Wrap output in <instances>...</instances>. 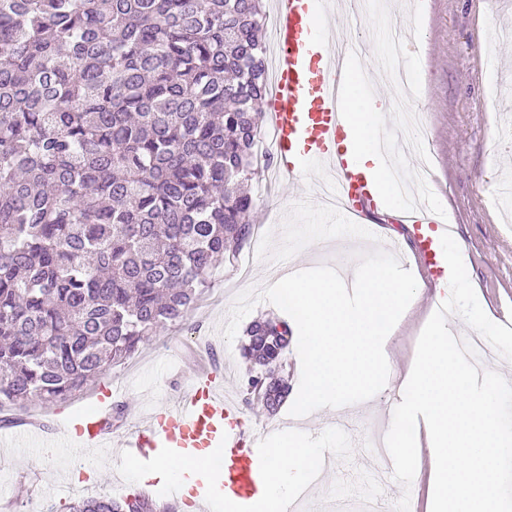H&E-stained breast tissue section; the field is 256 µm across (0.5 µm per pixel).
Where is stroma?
<instances>
[{"label":"stroma","mask_w":512,"mask_h":512,"mask_svg":"<svg viewBox=\"0 0 512 512\" xmlns=\"http://www.w3.org/2000/svg\"><path fill=\"white\" fill-rule=\"evenodd\" d=\"M373 2L367 22L353 33L370 43L390 30L405 33L400 58L412 62L419 74L410 104L425 120L419 156L432 168L429 196L457 226L456 256L468 268L483 310L493 321L503 322L512 318V210L498 209L493 201L498 188L512 178V145L499 138L502 130L512 127V0ZM325 177V172H315L296 191L281 181L265 191L261 175L249 181L256 202L254 234L245 246L253 254L249 269L236 261L221 262L185 324L153 336L64 412H92L102 387H110L127 406L118 429L127 434L188 387L195 369L192 344L199 336L210 337L220 348L227 390L240 398L246 372L241 342H226L221 334L236 295L274 284L300 261L309 269L327 264L345 271L357 253L370 248L369 243L346 237L312 243L286 261L256 259L261 236L269 233L274 242H281L287 210L298 201L313 200ZM430 308V298H422L394 336L392 352L399 363L413 358ZM397 401L392 390H382L366 407L352 410L344 428L337 427L328 412L293 417L285 406L270 416L263 408L247 405L242 419L260 444L289 429L307 434L331 453L335 468L326 482L309 488L306 512H321L339 499L347 503L345 512H360L363 504L377 499L391 503L403 492L393 477L378 479L369 445L372 433H385L389 410ZM59 415L54 409L42 411L49 427L45 442L0 447V500L12 504L13 512H28L33 503L39 512H70L71 505L88 497L161 494L162 481L142 482L124 466L121 448L56 446L53 425Z\"/></svg>","instance_id":"obj_1"}]
</instances>
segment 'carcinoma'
I'll return each instance as SVG.
<instances>
[{"label": "carcinoma", "instance_id": "cac0c4a2", "mask_svg": "<svg viewBox=\"0 0 512 512\" xmlns=\"http://www.w3.org/2000/svg\"><path fill=\"white\" fill-rule=\"evenodd\" d=\"M260 0H0V417L60 407L182 322L249 239ZM288 323L245 330L275 410ZM71 512H178L139 493Z\"/></svg>", "mask_w": 512, "mask_h": 512}]
</instances>
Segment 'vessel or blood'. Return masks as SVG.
Returning <instances> with one entry per match:
<instances>
[{
  "instance_id": "1",
  "label": "vessel or blood",
  "mask_w": 512,
  "mask_h": 512,
  "mask_svg": "<svg viewBox=\"0 0 512 512\" xmlns=\"http://www.w3.org/2000/svg\"><path fill=\"white\" fill-rule=\"evenodd\" d=\"M340 14L339 0H274L277 56L269 124L276 169L291 185L301 184L310 172L326 171L337 208L355 223H372L383 211L393 223L410 225L416 263L430 285H438L445 276L452 227L442 212L406 198L387 124L374 128L372 144L393 184L396 205L385 204L348 155L352 88L360 86L373 98L378 92L372 73L361 66L363 41L353 36L334 40ZM111 407V402L101 401L93 419L64 423L60 434L90 447L110 443ZM170 449L187 469L229 477L225 485L200 486V512L259 508L265 451L241 426L238 407L218 392L213 370L194 374L174 406L152 415L125 442L126 455L141 460Z\"/></svg>"
}]
</instances>
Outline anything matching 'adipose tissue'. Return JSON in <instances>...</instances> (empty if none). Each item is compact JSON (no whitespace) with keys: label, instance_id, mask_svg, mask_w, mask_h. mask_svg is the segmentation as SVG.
<instances>
[{"label":"adipose tissue","instance_id":"1","mask_svg":"<svg viewBox=\"0 0 512 512\" xmlns=\"http://www.w3.org/2000/svg\"><path fill=\"white\" fill-rule=\"evenodd\" d=\"M354 135L358 141L355 161L368 175L384 198H391L392 190L387 176L376 160L370 135L382 114L363 92L354 94ZM318 451L293 435L280 434L273 439L264 460L269 474V483L264 498L265 512H279L285 498V488L299 489L308 478L310 462Z\"/></svg>","mask_w":512,"mask_h":512}]
</instances>
